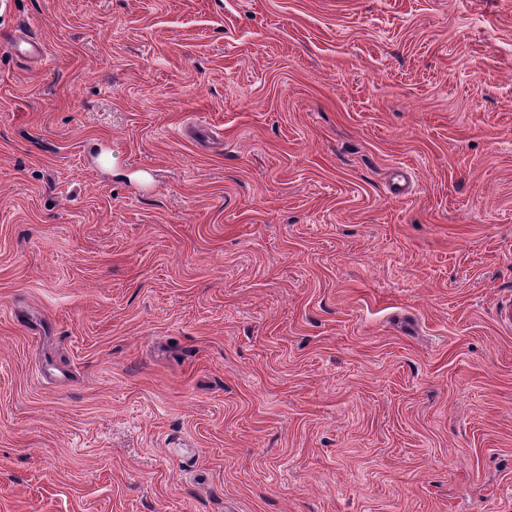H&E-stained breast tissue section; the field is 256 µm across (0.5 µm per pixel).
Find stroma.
Masks as SVG:
<instances>
[{"label":"stroma","mask_w":512,"mask_h":512,"mask_svg":"<svg viewBox=\"0 0 512 512\" xmlns=\"http://www.w3.org/2000/svg\"><path fill=\"white\" fill-rule=\"evenodd\" d=\"M0 512H512V0H0Z\"/></svg>","instance_id":"35a3bbf8"}]
</instances>
